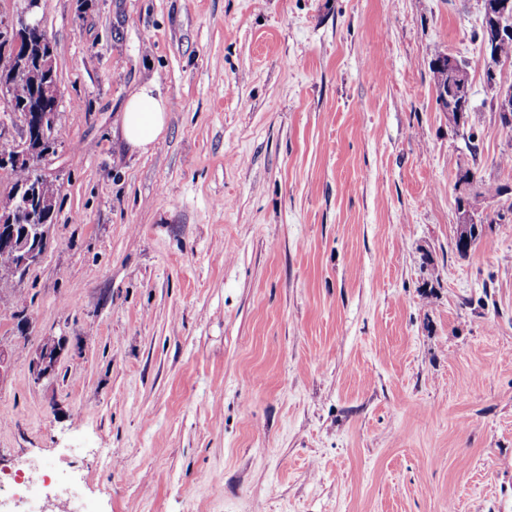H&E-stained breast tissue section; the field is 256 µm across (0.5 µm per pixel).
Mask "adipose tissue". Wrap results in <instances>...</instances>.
Here are the masks:
<instances>
[{
  "label": "adipose tissue",
  "mask_w": 512,
  "mask_h": 512,
  "mask_svg": "<svg viewBox=\"0 0 512 512\" xmlns=\"http://www.w3.org/2000/svg\"><path fill=\"white\" fill-rule=\"evenodd\" d=\"M168 107L158 86L143 85L129 96L122 116L121 131L127 145L148 151L167 126Z\"/></svg>",
  "instance_id": "obj_1"
}]
</instances>
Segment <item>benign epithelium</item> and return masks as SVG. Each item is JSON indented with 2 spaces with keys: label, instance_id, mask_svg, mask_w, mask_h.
<instances>
[{
  "label": "benign epithelium",
  "instance_id": "7a95c632",
  "mask_svg": "<svg viewBox=\"0 0 512 512\" xmlns=\"http://www.w3.org/2000/svg\"><path fill=\"white\" fill-rule=\"evenodd\" d=\"M24 7L15 17L0 16V63L11 65L28 62L32 43H39L45 57L52 54V43L42 27L39 19L41 0H23ZM484 10L483 30L485 41L496 43L512 37V0H482ZM445 77L447 82L440 86L444 101L449 103L448 109H454V103H464L470 99V74L458 59L451 55L445 56ZM496 107L501 116L512 121V86L499 88ZM18 139L9 146L0 148V173L11 171L12 168L25 164L35 172V176L27 182L11 183L13 196H21L22 210L18 216L1 219L3 224H31L34 232L19 239L14 233L0 235V247L15 250L21 254V266L26 269L36 265L42 257L46 241L47 227L36 223L37 216L47 206L44 186L51 183L45 174V163L53 153L49 145L55 141V123L50 110L37 112L30 107L21 106L12 109ZM478 233L473 216L468 212H460L457 224V238L467 246H472L474 236ZM60 344L46 342L42 345L37 357L30 363L35 379L40 380L55 373Z\"/></svg>",
  "mask_w": 512,
  "mask_h": 512
}]
</instances>
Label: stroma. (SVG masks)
Instances as JSON below:
<instances>
[{"mask_svg":"<svg viewBox=\"0 0 512 512\" xmlns=\"http://www.w3.org/2000/svg\"><path fill=\"white\" fill-rule=\"evenodd\" d=\"M39 17L58 192L41 263L0 281L24 311L0 308V477L54 461L95 512H512V65L482 49L481 0ZM438 52L469 69L459 128ZM149 82L168 126L142 153L121 116ZM485 203L486 193L475 190L458 200V210L459 208H463L465 211H469L472 215H474L484 210ZM470 213L461 211L459 213V222L457 224V238H459L463 244L469 247L472 246L473 241L477 236L478 229L479 235H481L483 229V224H475L473 216ZM60 350L59 342H46L42 345L37 357L30 363L35 379L40 380L55 373Z\"/></svg>","mask_w":512,"mask_h":512,"instance_id":"35a3bbf8","label":"stroma"}]
</instances>
